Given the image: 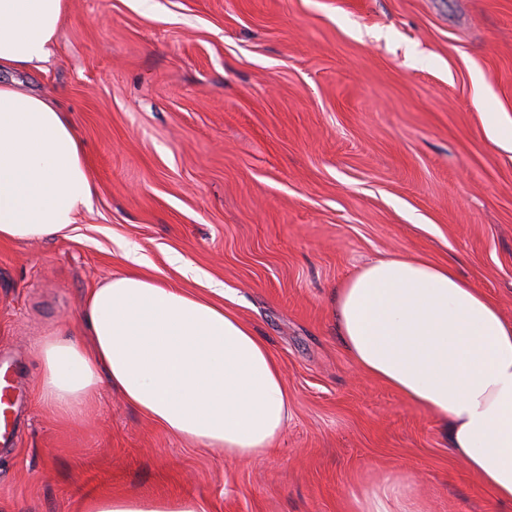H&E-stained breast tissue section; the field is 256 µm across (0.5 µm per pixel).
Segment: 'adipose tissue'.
Returning <instances> with one entry per match:
<instances>
[{
	"instance_id": "obj_1",
	"label": "adipose tissue",
	"mask_w": 512,
	"mask_h": 512,
	"mask_svg": "<svg viewBox=\"0 0 512 512\" xmlns=\"http://www.w3.org/2000/svg\"><path fill=\"white\" fill-rule=\"evenodd\" d=\"M68 0H0V71L43 69ZM94 185L72 118L50 97L0 82V240H49L76 223ZM129 270L88 292L84 337L36 346L38 390L56 418L92 412L102 388L171 435L225 458L275 452L290 397L279 361L234 312ZM336 327L365 377L427 410L492 499L512 506V321L452 264L389 256L359 267L334 300ZM358 512H411L385 478ZM78 512H208L203 501L95 495Z\"/></svg>"
}]
</instances>
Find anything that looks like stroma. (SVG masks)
Instances as JSON below:
<instances>
[{"label": "stroma", "instance_id": "obj_1", "mask_svg": "<svg viewBox=\"0 0 512 512\" xmlns=\"http://www.w3.org/2000/svg\"><path fill=\"white\" fill-rule=\"evenodd\" d=\"M486 91L477 98L474 80ZM95 194L66 234L0 241V360L22 371L0 512L93 494L193 496L209 512H355L387 471L423 512H491L437 419L360 375L337 285L390 255L452 263L512 319V0H69L45 70ZM225 308L278 359L277 452L186 445L102 389L64 423L38 391L39 338L82 333L87 292L125 270Z\"/></svg>", "mask_w": 512, "mask_h": 512}]
</instances>
